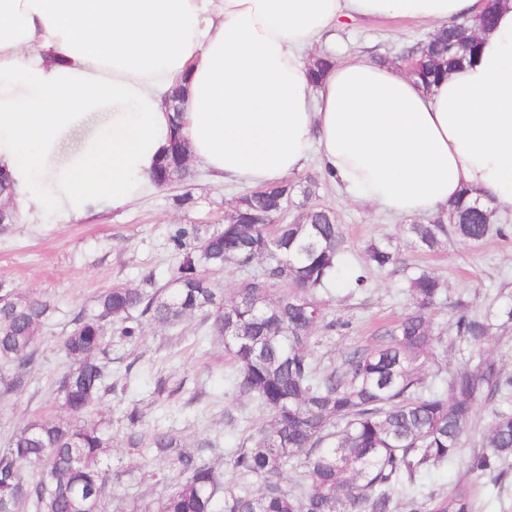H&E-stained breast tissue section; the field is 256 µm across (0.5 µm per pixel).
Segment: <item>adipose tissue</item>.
<instances>
[{
	"label": "adipose tissue",
	"mask_w": 512,
	"mask_h": 512,
	"mask_svg": "<svg viewBox=\"0 0 512 512\" xmlns=\"http://www.w3.org/2000/svg\"><path fill=\"white\" fill-rule=\"evenodd\" d=\"M492 11L470 60L423 89L355 56L309 76L347 21ZM182 135L213 181L274 184L311 146L352 198L431 217L461 193L512 213V0H0V172L59 223L152 185Z\"/></svg>",
	"instance_id": "1"
}]
</instances>
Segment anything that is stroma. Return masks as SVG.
<instances>
[{"mask_svg":"<svg viewBox=\"0 0 512 512\" xmlns=\"http://www.w3.org/2000/svg\"><path fill=\"white\" fill-rule=\"evenodd\" d=\"M427 23L380 20L346 23L333 41L321 44L315 55L334 61L363 55L389 58L400 64L406 49L424 39ZM185 183L150 191L127 207L101 208L73 224L57 223L52 213L18 216L0 230V280L17 292L49 299L55 310L42 328L38 358L25 389L0 393V448L24 424L56 413L52 384L66 359L61 342L69 323L80 311H91L97 297L116 284L144 285L146 276L164 284L176 263L168 236L181 224L221 226L231 203L246 193L243 185L212 181L201 166H193ZM319 184L316 204L331 208L345 237L346 273L362 268L364 249L379 242L396 250L411 269L438 275L449 300H463L479 315L512 305V234L491 236L475 246L452 237L438 250L417 247L407 230L412 219L394 217L377 208L351 201L323 169L318 156L294 174L297 182ZM190 194L192 206L176 204V196ZM368 286L357 291L347 281L332 284L324 300L330 317L348 320V328L328 331L316 327L310 349L321 367H337L345 351L372 346L380 328L400 319L409 309L404 273L370 270ZM112 393L88 413V420L106 418L111 448L106 458L112 471L103 512H144L156 505L167 488L180 481L171 457L145 447L131 451L123 444L126 411L138 407L143 418L138 430L151 436L170 431L187 451L201 453L227 481H236L231 468L234 450L263 419L256 402L241 396L232 385L234 367L224 345L205 335L198 319L174 328L143 323L139 336L127 339L109 331ZM166 380L157 392V380Z\"/></svg>","mask_w":512,"mask_h":512,"instance_id":"stroma-1","label":"stroma"}]
</instances>
